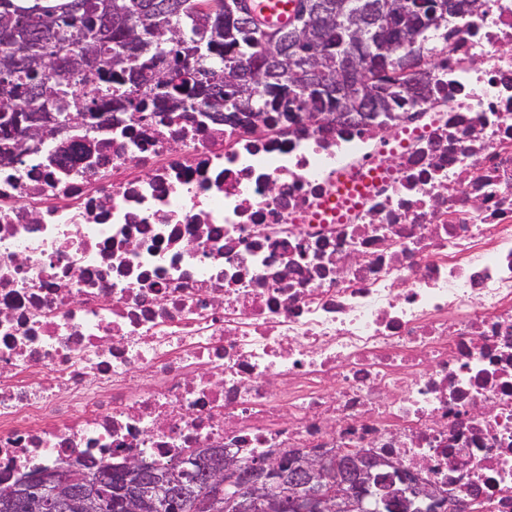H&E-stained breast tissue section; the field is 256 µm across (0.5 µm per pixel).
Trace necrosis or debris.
<instances>
[{
	"label": "necrosis or debris",
	"instance_id": "obj_1",
	"mask_svg": "<svg viewBox=\"0 0 512 512\" xmlns=\"http://www.w3.org/2000/svg\"><path fill=\"white\" fill-rule=\"evenodd\" d=\"M383 125L161 109L0 161V485L223 448L512 512V0Z\"/></svg>",
	"mask_w": 512,
	"mask_h": 512
}]
</instances>
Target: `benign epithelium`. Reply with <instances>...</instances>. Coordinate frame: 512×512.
Masks as SVG:
<instances>
[{
	"label": "benign epithelium",
	"mask_w": 512,
	"mask_h": 512,
	"mask_svg": "<svg viewBox=\"0 0 512 512\" xmlns=\"http://www.w3.org/2000/svg\"><path fill=\"white\" fill-rule=\"evenodd\" d=\"M229 27L244 26L255 32L262 52L246 72L234 78L217 71L212 82H231L240 95L252 96L255 87L264 86L274 105L291 112L297 121L307 114L296 110L302 101L330 97L333 112L322 114L321 122L356 115L375 118L382 110L386 93L393 85L381 80L384 66L397 52L405 50L420 26L423 10L440 18L453 12L455 0H305L298 18L271 35L254 16L236 18L230 0L224 4ZM343 25L350 38L369 39L373 51L368 56L341 52L336 69L323 78L319 64L328 55L326 39L321 37L332 24ZM288 37L289 65L271 69L281 37ZM405 76L397 83L410 96L417 97L431 78L422 61L404 60ZM26 138L17 143L0 142V149L14 163H22L30 149L40 142L59 136L85 120L74 116L58 123L44 112L24 116ZM206 483L203 486L207 512H280L283 503L294 512H447L448 501L434 490L423 488L401 465L389 459L356 463L346 470L339 459L327 452L278 458L255 463L246 471L221 449L207 453ZM112 484L116 493L101 488L99 475L91 467L70 462L54 471L27 475L18 481L20 502L11 512H180L181 499L173 485L194 488L195 472L184 469L156 478L151 484L142 479V464L127 457L113 466Z\"/></svg>",
	"instance_id": "benign-epithelium-1"
}]
</instances>
